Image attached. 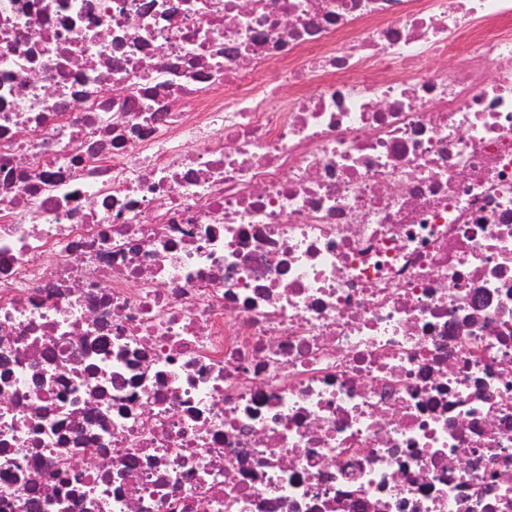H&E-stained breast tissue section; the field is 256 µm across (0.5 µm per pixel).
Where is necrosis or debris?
<instances>
[{
    "mask_svg": "<svg viewBox=\"0 0 512 512\" xmlns=\"http://www.w3.org/2000/svg\"><path fill=\"white\" fill-rule=\"evenodd\" d=\"M0 512H512V0H0Z\"/></svg>",
    "mask_w": 512,
    "mask_h": 512,
    "instance_id": "4bbe7bcc",
    "label": "necrosis or debris"
}]
</instances>
